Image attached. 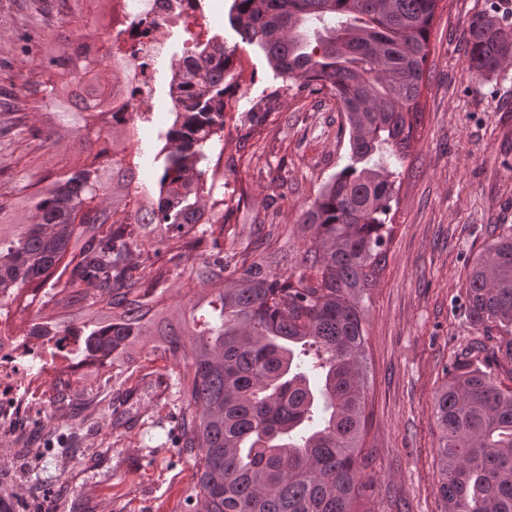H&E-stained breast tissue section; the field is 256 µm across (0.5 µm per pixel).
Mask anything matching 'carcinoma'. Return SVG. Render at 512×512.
<instances>
[{"mask_svg":"<svg viewBox=\"0 0 512 512\" xmlns=\"http://www.w3.org/2000/svg\"><path fill=\"white\" fill-rule=\"evenodd\" d=\"M440 0H233L230 21L257 46L275 74L300 92L328 91L339 105L350 163L322 187L299 220L300 265L280 272L269 252L277 224H253L247 240L224 247V200L212 195L220 166L207 170L205 148L224 128V80L234 50L219 43L187 62L181 109L158 136L157 178L138 180L132 156L111 151L131 142L110 121L128 83L112 63V88L97 82L103 66L92 42L41 61L25 90L58 94L57 77L76 89L58 100L60 121L100 149L94 162L69 171L27 197L38 217L0 224V304L22 292L63 284L67 306L97 311L76 327L37 322L44 336L78 333L104 383L145 360L180 357L175 386L186 400L177 447L193 458L195 482L182 512H359L372 484L358 459L367 425L365 299L386 267L394 225L387 223L395 173L371 163L377 152L407 158L422 120L419 98ZM322 24L315 41L305 22ZM469 67L482 75L512 60V26L476 18ZM20 118L0 128L25 154L50 136L23 137ZM112 158V174L102 159ZM131 161H126V158ZM112 182L111 211L101 202ZM146 192L131 201L132 189ZM201 292L152 331L151 312L168 282L181 278L188 254ZM463 315L475 328L510 336L512 232L474 258L465 280ZM439 430L440 496L446 512H512V388L486 368L459 363L434 397Z\"/></svg>","mask_w":512,"mask_h":512,"instance_id":"carcinoma-1","label":"carcinoma"}]
</instances>
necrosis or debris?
Wrapping results in <instances>:
<instances>
[{
    "instance_id": "necrosis-or-debris-1",
    "label": "necrosis or debris",
    "mask_w": 512,
    "mask_h": 512,
    "mask_svg": "<svg viewBox=\"0 0 512 512\" xmlns=\"http://www.w3.org/2000/svg\"><path fill=\"white\" fill-rule=\"evenodd\" d=\"M203 0H114L118 19L112 34L99 44L105 57H123L130 73L122 105L114 120L141 133L152 123L159 105L155 98L156 64L166 47L168 28L184 36V58L195 57L210 39ZM75 336H19L9 307L0 306V431H9L17 416L35 412L32 382L38 370L61 356L77 354Z\"/></svg>"
}]
</instances>
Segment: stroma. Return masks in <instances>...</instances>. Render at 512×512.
I'll return each instance as SVG.
<instances>
[{
    "mask_svg": "<svg viewBox=\"0 0 512 512\" xmlns=\"http://www.w3.org/2000/svg\"><path fill=\"white\" fill-rule=\"evenodd\" d=\"M61 0H0V102H11L47 42L106 36L112 0H79L73 18ZM232 0H215L213 34L235 47V78L224 96V135L207 154L225 166L215 196L233 208L229 227L279 224L288 242L283 269L301 259L298 221L322 185L349 161L338 137L339 106L307 96L276 77L264 54L241 43L228 21ZM512 24V0H440L421 88V134L404 162H390L399 187L390 218L396 226L386 269L370 292L368 433L359 467L373 482L371 512H445L438 494V428L434 395L447 368L492 353V373L512 386V359L500 337H487L463 313L472 257L512 228V63L483 76L469 68L470 26L486 12ZM277 94L266 111L269 94ZM29 128L52 139L33 166L14 164L0 141V205L30 177L55 176L93 158L49 107L25 105ZM246 202H239V194ZM172 359L102 384L89 366L62 372L69 394L84 403L83 423L47 405L20 420L0 446V500L10 512H180L194 468L173 443L174 416L184 402L171 377ZM137 419L116 426L121 413Z\"/></svg>",
    "mask_w": 512,
    "mask_h": 512,
    "instance_id": "stroma-1",
    "label": "stroma"
}]
</instances>
